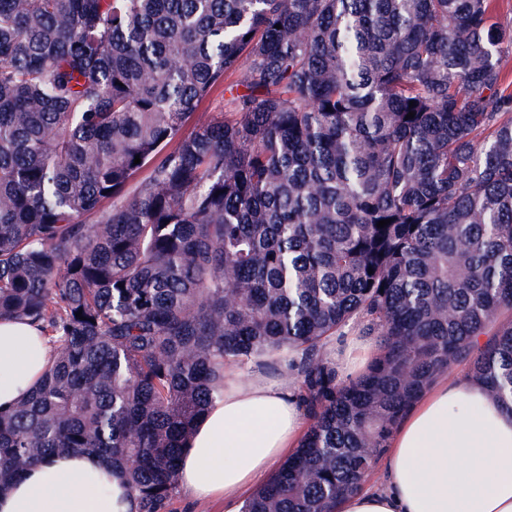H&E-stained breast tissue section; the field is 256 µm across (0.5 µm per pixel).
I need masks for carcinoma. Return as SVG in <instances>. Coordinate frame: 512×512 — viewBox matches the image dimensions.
I'll list each match as a JSON object with an SVG mask.
<instances>
[{
    "label": "carcinoma",
    "instance_id": "cac0c4a2",
    "mask_svg": "<svg viewBox=\"0 0 512 512\" xmlns=\"http://www.w3.org/2000/svg\"><path fill=\"white\" fill-rule=\"evenodd\" d=\"M510 48L499 0H0V319L55 344L0 490L82 451L164 512L229 361L301 353L312 417L242 512H335L455 364L512 414ZM348 330L351 336H346L344 345L336 340L327 343L326 359L335 367L337 375L357 376L379 357V351L364 336H359L361 326L358 322H351Z\"/></svg>",
    "mask_w": 512,
    "mask_h": 512
}]
</instances>
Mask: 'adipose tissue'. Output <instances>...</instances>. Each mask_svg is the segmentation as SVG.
Here are the masks:
<instances>
[{
  "label": "adipose tissue",
  "instance_id": "obj_1",
  "mask_svg": "<svg viewBox=\"0 0 512 512\" xmlns=\"http://www.w3.org/2000/svg\"><path fill=\"white\" fill-rule=\"evenodd\" d=\"M345 343L328 342L337 375L363 374L378 350L353 322ZM54 359L41 329L0 320V406L28 396ZM224 367V395L200 420L183 452L178 484L196 499H223L226 512L297 450L304 432L299 389L287 362ZM0 512H137L112 466L61 452L0 492ZM335 512H512V414L466 372L441 375L394 427L379 484L339 499Z\"/></svg>",
  "mask_w": 512,
  "mask_h": 512
}]
</instances>
